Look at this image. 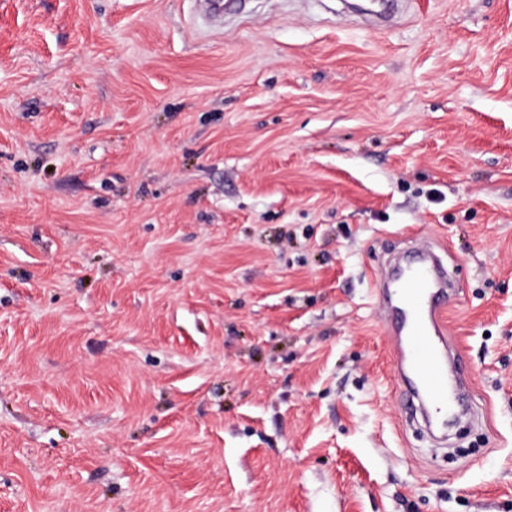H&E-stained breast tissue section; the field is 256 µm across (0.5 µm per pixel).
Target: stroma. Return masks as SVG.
<instances>
[{
  "instance_id": "obj_1",
  "label": "stroma",
  "mask_w": 512,
  "mask_h": 512,
  "mask_svg": "<svg viewBox=\"0 0 512 512\" xmlns=\"http://www.w3.org/2000/svg\"><path fill=\"white\" fill-rule=\"evenodd\" d=\"M429 248L457 455L376 298ZM0 512H512V0H0Z\"/></svg>"
}]
</instances>
